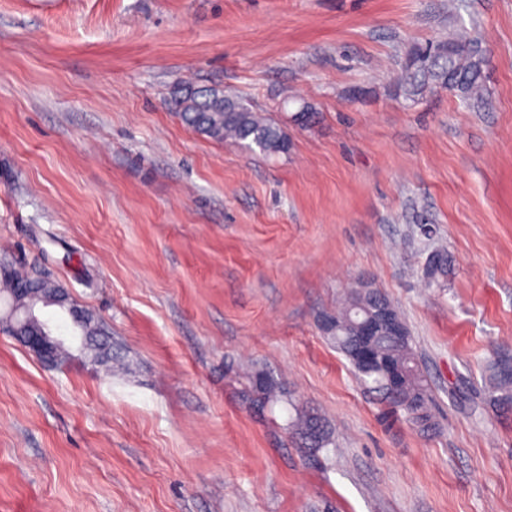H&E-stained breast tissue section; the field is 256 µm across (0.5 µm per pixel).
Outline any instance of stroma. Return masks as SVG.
I'll use <instances>...</instances> for the list:
<instances>
[{"label": "stroma", "instance_id": "obj_1", "mask_svg": "<svg viewBox=\"0 0 512 512\" xmlns=\"http://www.w3.org/2000/svg\"><path fill=\"white\" fill-rule=\"evenodd\" d=\"M462 28L485 98L406 100L409 49ZM182 80L287 153L185 126ZM5 260L60 280L122 367L0 329V512H512L487 371L512 352V0H0ZM364 284L411 331L430 434L383 422L319 325ZM255 374L282 390L262 413ZM297 410L327 449L286 430ZM288 427L301 437L305 448L319 451L328 444L324 423L318 415L300 412L289 419Z\"/></svg>", "mask_w": 512, "mask_h": 512}]
</instances>
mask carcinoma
Returning <instances> with one entry per match:
<instances>
[{
  "mask_svg": "<svg viewBox=\"0 0 512 512\" xmlns=\"http://www.w3.org/2000/svg\"><path fill=\"white\" fill-rule=\"evenodd\" d=\"M485 63L486 57L479 50L478 40L466 32L461 33L424 48H411L400 77V87L412 101L418 100L427 86L438 85L466 102H474L485 93ZM172 107L184 123L213 140H248L265 154L288 152V139L279 127L252 111L241 99L226 96L217 89L185 84L174 95ZM426 271L433 282L447 277V254L441 250L430 252ZM2 288H24L41 297L56 293L60 284L1 263ZM379 305L389 308L396 319H401L397 309L378 290L370 287L350 290L342 307L332 314L331 327L326 333L350 361L361 381L379 393L418 431L428 433L437 426L434 401L419 368L411 333L401 338L383 334L376 344L379 361L373 367H365L355 360L360 317L367 311H375ZM81 320L82 332L89 337V344L83 349L85 356L98 364L111 363L112 341L106 338V331L96 315L83 309ZM489 380L491 402L502 411L511 412L512 358L505 356L495 363ZM278 399L279 385L271 377L262 378L251 386L249 401L254 407L264 408ZM288 427L310 450L318 451L328 444L324 423L313 413L296 414L289 419Z\"/></svg>",
  "mask_w": 512,
  "mask_h": 512,
  "instance_id": "obj_1",
  "label": "carcinoma"
}]
</instances>
